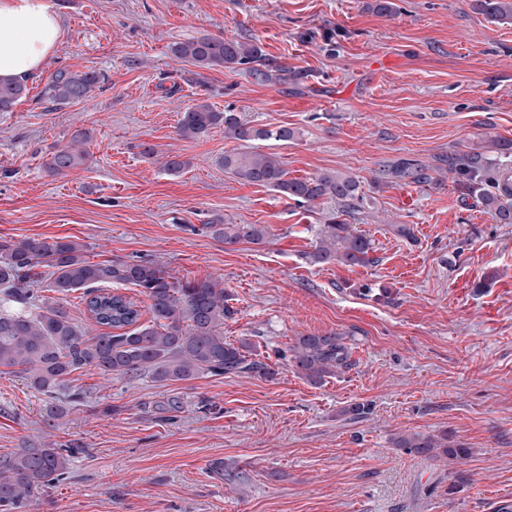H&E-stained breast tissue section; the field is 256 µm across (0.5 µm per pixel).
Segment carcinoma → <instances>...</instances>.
Here are the masks:
<instances>
[{
    "instance_id": "obj_1",
    "label": "carcinoma",
    "mask_w": 512,
    "mask_h": 512,
    "mask_svg": "<svg viewBox=\"0 0 512 512\" xmlns=\"http://www.w3.org/2000/svg\"><path fill=\"white\" fill-rule=\"evenodd\" d=\"M477 7L494 21L512 20V0H476ZM170 53L199 68L245 67L256 80L288 78V68L272 67L261 46L252 41L226 40L203 35L176 42ZM102 75L95 71L72 72L59 69L51 74L42 95L56 104L85 101L100 87ZM26 83L0 81V112H11L27 95ZM224 127L230 139L249 142L275 140L288 142L295 130L249 125L232 110L220 111L206 101L186 108L177 126L179 136L195 138ZM89 134L78 130L71 144L57 150L49 170L64 174L83 163L82 145ZM224 171L238 180L271 188L300 204L330 199L347 208L359 199L358 181L346 174L323 172L312 178L288 177L284 163L273 153L229 152L221 159ZM191 166L178 155L166 156L164 168L177 175ZM454 179H465L478 186L476 205L498 224H512V181L502 179L512 173L507 164L492 167L480 153L468 154L449 163ZM393 177L407 181L423 180L421 167L402 161L392 170ZM211 234L229 242L258 243L265 235L258 224H209ZM371 241L349 224H322L317 230L313 262H338L363 266L374 262L369 256ZM51 269L49 280L32 275L38 265ZM130 284L148 300L151 320L140 322V306L124 294L115 293L112 284ZM67 295L83 290L82 300L94 321L120 330L118 334L89 335L73 322L61 298H39L38 291ZM0 294L18 304L14 311L0 312V368L19 367L28 385L46 396L44 414L50 419L65 415L67 406L83 404L77 388L60 389L72 373L95 368L116 379L148 376L156 382L189 381L201 374L263 377L272 379V365L247 355V345L224 340V287L212 279L179 280L158 265L145 261L100 262L85 259L81 245L64 238L48 242L28 238L19 243L0 242ZM291 362L309 381L317 383L349 367L351 352L345 337L336 332L306 335L289 347ZM394 446L429 460L464 459L469 449L448 442V435L404 433ZM73 453L68 448L47 445L42 448H16L0 453V512H16L27 507L31 497L45 491L67 474Z\"/></svg>"
}]
</instances>
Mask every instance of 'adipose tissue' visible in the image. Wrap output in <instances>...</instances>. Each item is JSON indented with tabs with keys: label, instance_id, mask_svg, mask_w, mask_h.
I'll return each instance as SVG.
<instances>
[{
	"label": "adipose tissue",
	"instance_id": "1",
	"mask_svg": "<svg viewBox=\"0 0 512 512\" xmlns=\"http://www.w3.org/2000/svg\"><path fill=\"white\" fill-rule=\"evenodd\" d=\"M60 34L49 0H0V79L38 71Z\"/></svg>",
	"mask_w": 512,
	"mask_h": 512
}]
</instances>
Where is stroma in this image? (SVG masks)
Returning a JSON list of instances; mask_svg holds the SVG:
<instances>
[{"label":"stroma","mask_w":512,"mask_h":512,"mask_svg":"<svg viewBox=\"0 0 512 512\" xmlns=\"http://www.w3.org/2000/svg\"><path fill=\"white\" fill-rule=\"evenodd\" d=\"M51 2L60 40L0 113V240L68 238L95 263L146 260L220 281L233 310L225 340L278 374L161 383L83 369L69 380L84 405L49 421L23 374L1 372L0 453L76 450L66 479L25 512H499L512 499V224L475 207L445 162L512 143V21L491 22L474 0H392L388 15L375 0ZM203 35L256 41L306 80L260 82L171 55ZM59 69L105 81L55 107L41 91ZM199 99L296 136L182 138L177 124ZM78 130L90 134L84 162L50 173ZM244 150L279 155L293 178L352 176L359 204H299L243 184L220 160ZM171 153L191 161L180 175L162 167ZM404 159L427 181L391 178ZM212 221L266 234L227 243ZM330 221L371 239L372 263H312L315 230ZM328 332L345 336L351 365L314 385L288 349ZM172 396L183 408L168 419L157 407ZM354 403L368 412L346 420ZM411 432L447 434L470 454L427 461L393 446Z\"/></svg>","instance_id":"obj_1"}]
</instances>
